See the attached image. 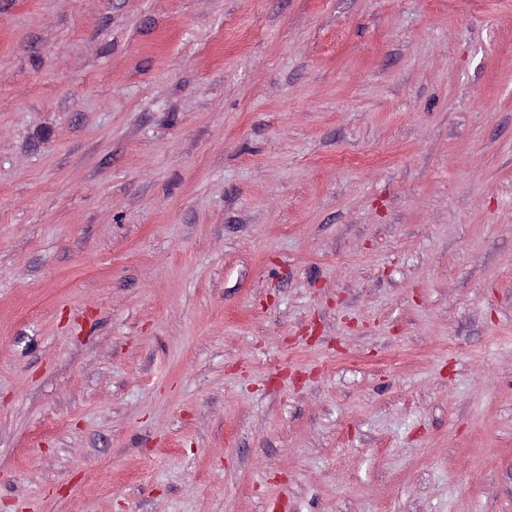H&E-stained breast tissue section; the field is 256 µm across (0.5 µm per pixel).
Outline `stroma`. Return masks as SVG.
I'll return each mask as SVG.
<instances>
[{
  "label": "stroma",
  "instance_id": "stroma-1",
  "mask_svg": "<svg viewBox=\"0 0 512 512\" xmlns=\"http://www.w3.org/2000/svg\"><path fill=\"white\" fill-rule=\"evenodd\" d=\"M0 512H512V0H0Z\"/></svg>",
  "mask_w": 512,
  "mask_h": 512
}]
</instances>
